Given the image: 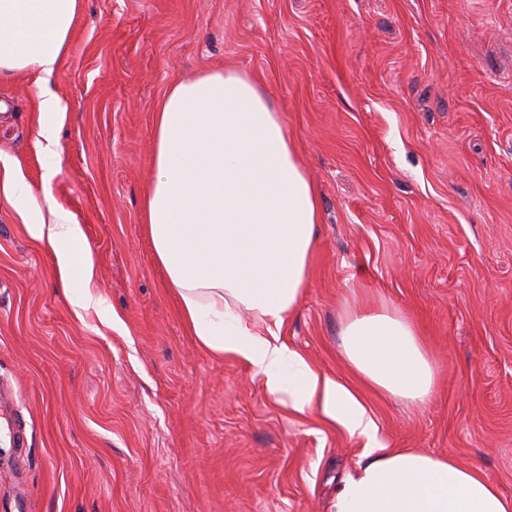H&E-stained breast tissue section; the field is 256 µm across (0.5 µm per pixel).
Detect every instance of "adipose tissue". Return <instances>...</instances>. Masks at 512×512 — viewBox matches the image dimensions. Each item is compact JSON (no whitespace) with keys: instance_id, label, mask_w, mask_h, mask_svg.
Returning a JSON list of instances; mask_svg holds the SVG:
<instances>
[{"instance_id":"1","label":"adipose tissue","mask_w":512,"mask_h":512,"mask_svg":"<svg viewBox=\"0 0 512 512\" xmlns=\"http://www.w3.org/2000/svg\"><path fill=\"white\" fill-rule=\"evenodd\" d=\"M83 2L0 0V80L32 81L47 160L41 187L8 174L0 192L15 198L34 237L47 241L59 288L80 304L94 261L49 183L61 168L66 113L50 85ZM152 168L143 194L147 232L202 346L245 361L294 411L315 410L365 440L369 458L337 485L331 512H512V496L453 457L377 453L376 429L357 396L284 340L308 286L320 203L281 114L248 76L223 69L172 83L154 116ZM243 308L259 326L242 322ZM340 336L366 383L399 399H432L434 366L408 317L356 311Z\"/></svg>"}]
</instances>
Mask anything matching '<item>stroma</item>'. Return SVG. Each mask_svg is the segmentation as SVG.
Wrapping results in <instances>:
<instances>
[{"mask_svg":"<svg viewBox=\"0 0 512 512\" xmlns=\"http://www.w3.org/2000/svg\"><path fill=\"white\" fill-rule=\"evenodd\" d=\"M223 68L280 112L320 195L289 346L359 395L385 450L453 456L512 496V0H84L52 83L51 191L83 228L93 302L64 295L0 194V383L26 437H0V512H329L364 460V440L203 348L155 259L154 113ZM35 101L0 81V179L42 183ZM360 308L415 320L429 403L351 372L339 332Z\"/></svg>","mask_w":512,"mask_h":512,"instance_id":"35a3bbf8","label":"stroma"}]
</instances>
